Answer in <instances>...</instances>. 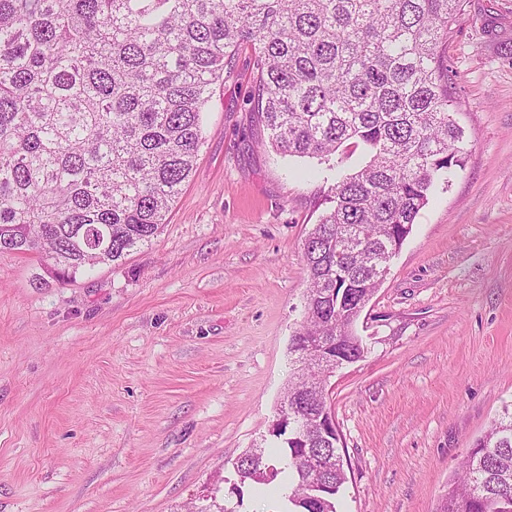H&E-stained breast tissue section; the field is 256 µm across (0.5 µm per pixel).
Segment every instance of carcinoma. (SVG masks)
<instances>
[{
	"instance_id": "carcinoma-1",
	"label": "carcinoma",
	"mask_w": 512,
	"mask_h": 512,
	"mask_svg": "<svg viewBox=\"0 0 512 512\" xmlns=\"http://www.w3.org/2000/svg\"><path fill=\"white\" fill-rule=\"evenodd\" d=\"M466 0H0V251L43 254L65 282L154 239L192 176L214 86L251 50L257 145L326 165L330 208L308 234L298 332L355 346L359 309L386 279L439 180L464 155L448 42ZM348 143L365 161L333 160ZM324 356L288 382V512H338L346 477ZM324 456L314 472L301 449ZM240 481L280 473L257 449ZM440 512H512V411L470 448Z\"/></svg>"
}]
</instances>
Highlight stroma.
I'll return each mask as SVG.
<instances>
[{
  "mask_svg": "<svg viewBox=\"0 0 512 512\" xmlns=\"http://www.w3.org/2000/svg\"><path fill=\"white\" fill-rule=\"evenodd\" d=\"M468 140L354 324L327 401L340 512H438L512 405V0H466L448 45ZM216 86L195 172L151 243L62 283L0 252V512H197L271 447L304 319L317 160L257 147L250 54Z\"/></svg>",
  "mask_w": 512,
  "mask_h": 512,
  "instance_id": "35a3bbf8",
  "label": "stroma"
}]
</instances>
